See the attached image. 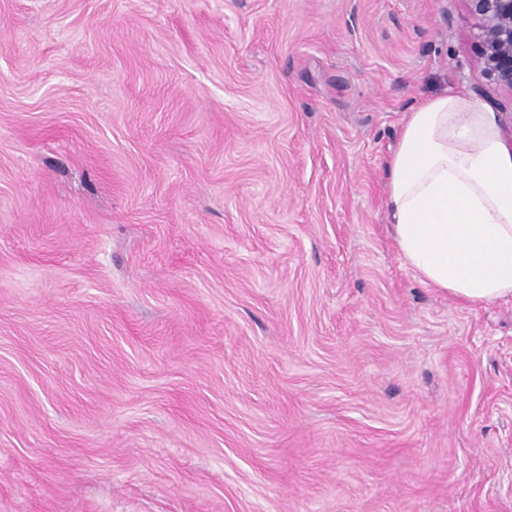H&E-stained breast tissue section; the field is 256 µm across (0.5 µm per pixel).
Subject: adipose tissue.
<instances>
[{"label": "adipose tissue", "mask_w": 512, "mask_h": 512, "mask_svg": "<svg viewBox=\"0 0 512 512\" xmlns=\"http://www.w3.org/2000/svg\"><path fill=\"white\" fill-rule=\"evenodd\" d=\"M393 239L423 283L512 300V148L496 113L443 92L409 113L388 160Z\"/></svg>", "instance_id": "1"}]
</instances>
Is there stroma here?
I'll use <instances>...</instances> for the list:
<instances>
[{
  "label": "stroma",
  "instance_id": "35a3bbf8",
  "mask_svg": "<svg viewBox=\"0 0 512 512\" xmlns=\"http://www.w3.org/2000/svg\"><path fill=\"white\" fill-rule=\"evenodd\" d=\"M463 0H0V512H512V301L386 162Z\"/></svg>",
  "mask_w": 512,
  "mask_h": 512
}]
</instances>
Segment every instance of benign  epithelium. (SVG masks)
<instances>
[{
	"label": "benign epithelium",
	"mask_w": 512,
	"mask_h": 512,
	"mask_svg": "<svg viewBox=\"0 0 512 512\" xmlns=\"http://www.w3.org/2000/svg\"><path fill=\"white\" fill-rule=\"evenodd\" d=\"M479 21V54L471 61L488 82L512 95V0H463Z\"/></svg>",
	"instance_id": "obj_1"
}]
</instances>
